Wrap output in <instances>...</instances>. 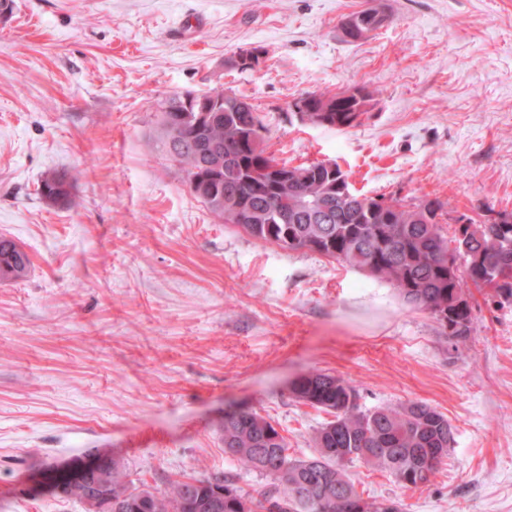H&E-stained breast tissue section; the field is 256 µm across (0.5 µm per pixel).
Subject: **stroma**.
<instances>
[{
  "label": "stroma",
  "instance_id": "1",
  "mask_svg": "<svg viewBox=\"0 0 512 512\" xmlns=\"http://www.w3.org/2000/svg\"><path fill=\"white\" fill-rule=\"evenodd\" d=\"M388 24L350 41L365 0H14L0 21V235L26 278L0 283V512H85L34 488L46 466L111 457L164 490L221 472L225 410L275 421L313 452L325 412L290 385L320 369L360 403L423 401L455 428L447 465L405 490L353 466L364 494L406 512H512V297L471 289L455 350L386 282L215 217L158 147L161 102L230 88L277 159L337 163L369 196L439 198L449 215L512 212V0H378ZM264 64L232 68L238 50ZM362 88L348 129L303 123L314 91ZM55 171L72 201L38 187Z\"/></svg>",
  "mask_w": 512,
  "mask_h": 512
}]
</instances>
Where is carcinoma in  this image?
<instances>
[{"mask_svg":"<svg viewBox=\"0 0 512 512\" xmlns=\"http://www.w3.org/2000/svg\"><path fill=\"white\" fill-rule=\"evenodd\" d=\"M372 30L388 21L384 11L366 2ZM211 115L197 120L198 107H186L183 95L167 97L160 107L158 134L166 156L185 173L195 196L226 224H237L235 208L253 211L254 221L237 224L249 236L290 251L308 250L381 279L403 300L428 313L460 347L473 332L472 307L457 309L455 300L470 288H490L512 296V222L469 218L463 236L450 239L440 218L448 215L438 198L410 202L398 196L377 198L341 190L329 178L324 162L292 166L267 152L266 130L257 108L248 98L224 88L204 93ZM370 95L360 88L351 101L329 90L312 92L305 99L326 105L304 121L318 126L351 128L361 124ZM243 142L231 164L218 179L195 183L197 170L207 162L214 144L225 149L226 140ZM273 163L303 182L296 194L288 182L272 188L263 169ZM72 184L49 172L39 192L50 203L65 205ZM459 261L448 270V253ZM30 258L12 239L0 236V280L25 278ZM292 397L321 410L330 420L312 436L314 452L305 458L289 454L288 441L271 420L250 408L224 413V454L241 469L266 481L253 495L234 486L222 474L186 477L159 492L135 486L114 460L89 478L85 488L101 492L112 503L111 512H403L393 497L364 496L357 490L348 467L359 463L388 474L404 489H420L431 482L455 443V427L437 408L409 401L365 409L352 381L314 370L291 387Z\"/></svg>","mask_w":512,"mask_h":512,"instance_id":"carcinoma-1","label":"carcinoma"}]
</instances>
